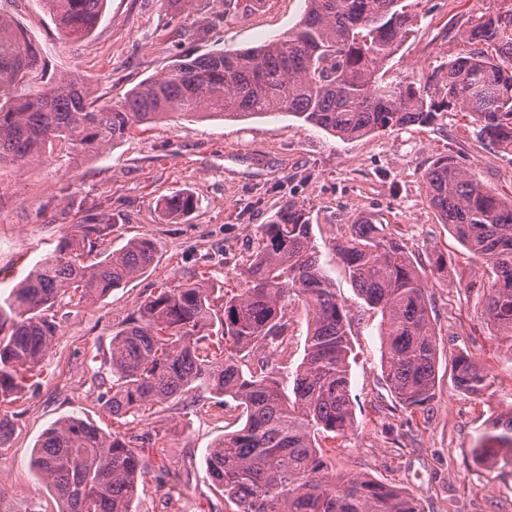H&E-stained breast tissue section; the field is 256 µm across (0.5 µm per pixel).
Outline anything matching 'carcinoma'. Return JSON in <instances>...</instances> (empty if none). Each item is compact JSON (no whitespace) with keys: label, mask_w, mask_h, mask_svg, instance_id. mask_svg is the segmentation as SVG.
<instances>
[{"label":"carcinoma","mask_w":512,"mask_h":512,"mask_svg":"<svg viewBox=\"0 0 512 512\" xmlns=\"http://www.w3.org/2000/svg\"><path fill=\"white\" fill-rule=\"evenodd\" d=\"M67 37H87L106 0H42ZM407 0H306L291 31L233 52L181 57L168 70L114 104L100 102L79 76L66 74L39 91L31 87L39 55L18 26L0 15V162L39 165L54 150L74 162L95 158L142 124L184 116L246 120L286 112L343 140L434 123L439 113L467 112L479 134L512 153V7L474 18L464 37L484 44L451 59L424 86L405 77L387 82V66L413 31ZM440 223L472 254L492 262L485 308L512 350V199L442 159L424 175ZM194 195L180 192L161 209L192 213ZM102 214L79 236L65 237L0 298V404L21 396L23 377L39 365L58 326L50 309L66 298L94 304L150 269L154 245L136 238L86 262L87 250L110 228ZM361 308L381 314L383 373L398 404L424 409L435 398L438 354L422 273L382 218L365 215L336 245ZM205 279L181 281L146 300L112 336L100 378L99 402L124 420L146 406L190 390L228 397L243 426L209 448L208 479L235 501L237 512H421L407 493L364 474L337 473L320 438L354 427L349 359L352 315L320 264L303 205L288 201L257 229L246 287L224 294ZM297 299L309 319L305 354L293 396L281 389L284 308ZM456 387L482 395L488 373L466 354L453 366ZM145 435L106 434L77 417L50 425L38 441L33 468L48 479L57 512H133L144 467ZM474 458L512 467V409L488 422Z\"/></svg>","instance_id":"cac0c4a2"}]
</instances>
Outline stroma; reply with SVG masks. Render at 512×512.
Segmentation results:
<instances>
[{"label": "stroma", "mask_w": 512, "mask_h": 512, "mask_svg": "<svg viewBox=\"0 0 512 512\" xmlns=\"http://www.w3.org/2000/svg\"><path fill=\"white\" fill-rule=\"evenodd\" d=\"M414 33L391 62L387 80L409 75L425 80L448 60L474 52L461 39L485 0H411ZM304 0H106L93 35L67 39L41 0H0V15L14 21L39 52L34 89L63 73H75L101 100L117 102L140 82L163 74L176 56L214 49L235 51L292 29ZM208 24L202 41L184 29ZM464 112H445L428 126L382 131L343 140L285 113L246 121L172 114L132 134L104 154L82 163L51 158L19 170L0 163V294H8L63 237L80 234L98 214H112L102 249L147 237L156 247L152 267L113 289L97 304L64 301L53 309L60 325L28 381L25 396L0 405L11 421L0 446V490L15 512L38 503L56 512L47 479L30 465L35 446L53 422L77 416L111 432V415L97 399L113 333L149 296L182 280L208 279L231 292L245 285L257 246V227L282 202L308 211L320 262L338 298L357 310L359 299L334 250L360 213L382 217L385 230L401 237L426 274L431 321L438 348L435 398L428 408H401L382 369L379 319L353 324L350 389L355 429L328 440L323 451L343 473H361L417 499L422 512H512V471L475 461L472 450L488 419L512 409V352L502 348L486 315V262L459 245L427 200L424 173L450 158L487 188L512 197V155L478 136ZM192 192L190 215L164 217L159 201ZM448 267L431 274L436 254ZM287 347L279 361L294 374L304 357L307 317L300 302L285 310ZM466 353L489 372L492 385L480 397L458 390L452 376ZM243 424L234 404L187 393L147 407L135 433H154L142 455L145 467L134 512H236L206 477L212 443Z\"/></svg>", "instance_id": "35a3bbf8"}]
</instances>
